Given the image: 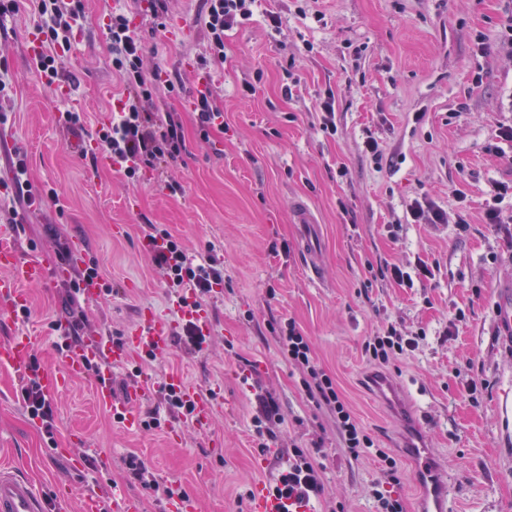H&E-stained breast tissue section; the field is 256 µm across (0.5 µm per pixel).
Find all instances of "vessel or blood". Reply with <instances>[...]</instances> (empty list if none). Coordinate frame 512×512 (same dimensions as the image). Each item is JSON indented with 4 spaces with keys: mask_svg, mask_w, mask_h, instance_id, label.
Wrapping results in <instances>:
<instances>
[{
    "mask_svg": "<svg viewBox=\"0 0 512 512\" xmlns=\"http://www.w3.org/2000/svg\"><path fill=\"white\" fill-rule=\"evenodd\" d=\"M294 218L302 231V247L312 275L321 270L320 255L315 246L314 232L316 222L309 207L302 202L294 205ZM61 268L40 258L24 259L19 255L9 229H0V321L15 315L27 305L25 285L47 283L61 276ZM176 323L155 309L142 310L138 326L127 333L122 343H112L104 336H80L70 339L69 348L63 364L58 371H47L42 377L46 395H54L67 385L82 377L86 364L90 361H105L106 375L99 380L96 396L100 403L111 407L113 414L119 415L127 425L135 426L140 422L137 404L140 399L150 395L153 384L145 379L136 387L128 389L122 396L112 392L110 369L125 364L131 350L163 352L170 348L174 339ZM35 340L33 337L18 335L0 344V364L15 371H26L32 360ZM168 385L181 390L195 405L192 424L197 429H205L210 421L213 408L211 397L199 394L187 386L182 376L172 373L166 378ZM422 480L429 487V496L421 512H445L451 499V490L447 479L434 463L429 453L422 447L412 448ZM69 500L61 496L45 499L34 486L0 467V512H69ZM252 512H307L306 508L291 504L289 499L275 498L263 487H255L251 500Z\"/></svg>",
    "mask_w": 512,
    "mask_h": 512,
    "instance_id": "1",
    "label": "vessel or blood"
}]
</instances>
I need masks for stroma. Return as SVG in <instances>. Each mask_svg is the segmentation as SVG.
<instances>
[{
	"instance_id": "35a3bbf8",
	"label": "stroma",
	"mask_w": 512,
	"mask_h": 512,
	"mask_svg": "<svg viewBox=\"0 0 512 512\" xmlns=\"http://www.w3.org/2000/svg\"><path fill=\"white\" fill-rule=\"evenodd\" d=\"M204 3L169 0L170 19L189 27L175 40L154 29L149 0H86L88 18L63 65L65 100L30 65L29 9L0 28V53L14 75V104L0 124V182L9 181L19 151L33 184L57 194L15 220L1 212L0 228L12 230L21 255L53 262L59 244L82 239L106 288L98 299L71 303L78 265L57 283L26 285L30 314L0 322V342L36 336L38 359L54 369L63 360L54 322L81 313L84 334L123 337L141 309H169L143 223L179 237L194 258L216 246L224 286L205 302L211 329L202 350L177 341L152 362L131 354L112 373L118 393L139 372L180 373L202 392L221 386L210 430L166 415L159 427L128 428L96 402L88 373L53 397L49 439L26 412L18 373L0 366V464L49 493L62 483L77 499L117 489L141 497L143 512H165L166 498L131 477L133 453L158 482L196 497L200 512H249L255 486L273 484L291 448L318 443L328 454L325 498L309 512H377L371 483L380 461L345 452L329 414L307 400L278 347L277 330L292 319L376 447L396 459L405 512H419L423 489L402 451L413 436L398 418L401 407L419 416L426 447L448 472L453 512H512V341L498 302L512 289V239L484 222L492 183L512 182V144L503 143L501 158L485 151L500 125H512V0H257L252 19L225 32L223 62L203 68ZM110 11L130 18L148 66L185 88L157 102L184 126L188 152L169 169L181 193L163 190L152 171L131 185L108 160L89 165L77 135L58 122L61 112L77 111L92 133L113 110L121 85L102 23ZM270 12L279 27L268 26ZM205 78L224 106L225 128L210 143L189 110ZM246 82L254 95H243ZM328 89L336 97L332 132L318 109ZM369 135L382 163L363 149ZM458 189L467 195L465 226L411 223L413 200L425 196L453 213ZM298 199L320 222L318 281L306 271L293 222ZM117 225L122 234H113ZM421 260L433 275L410 288L369 273ZM388 324L424 338L411 356L378 370L364 343ZM376 373L396 386L395 399L370 386ZM268 395L281 416L272 458L260 451L254 425ZM84 446L92 460L78 472L67 451Z\"/></svg>"
}]
</instances>
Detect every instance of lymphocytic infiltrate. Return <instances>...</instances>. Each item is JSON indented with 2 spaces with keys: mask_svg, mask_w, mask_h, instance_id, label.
I'll use <instances>...</instances> for the list:
<instances>
[{
  "mask_svg": "<svg viewBox=\"0 0 512 512\" xmlns=\"http://www.w3.org/2000/svg\"><path fill=\"white\" fill-rule=\"evenodd\" d=\"M41 23L37 35L44 50L33 59L35 69L46 85L56 83L75 28L85 17V0H31ZM256 0H207L205 26L209 37V55L200 58V65L224 57V33L234 24L250 20ZM110 31L112 68L121 83V96L116 104V118L97 128L95 139L114 169L127 179L140 171L163 173L162 185L170 193L181 190L180 183L166 176L167 167L177 163L186 152L183 124L177 113L159 111L156 99L160 91L174 94L180 83L162 76L159 70L144 65L143 47L126 14L112 13L107 23ZM155 272L163 279L172 296L189 300L199 307L224 282V271L216 255L202 262L190 259L181 241L170 232L148 234ZM280 351L301 374V387L316 406L332 417L336 430L351 457L375 455L382 463L379 476L372 483V495L379 512H403L398 490L401 474L397 463L383 449L377 448L345 401L336 381L319 365L311 344L295 321H288L278 337ZM419 346L416 336L402 334L394 326H386L369 337L364 350L370 362L384 365L396 356H405ZM21 394L31 420L41 425L46 436H53L55 414L50 398L42 386L40 364H32L21 377ZM272 495H288L305 505L324 493L323 465L309 448L292 452L288 468Z\"/></svg>",
  "mask_w": 512,
  "mask_h": 512,
  "instance_id": "lymphocytic-infiltrate-1",
  "label": "lymphocytic infiltrate"
}]
</instances>
